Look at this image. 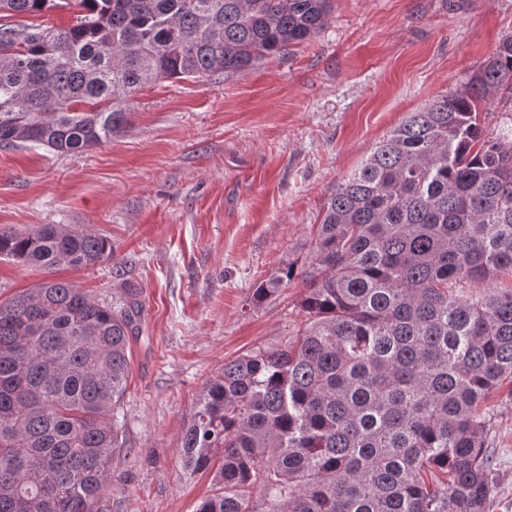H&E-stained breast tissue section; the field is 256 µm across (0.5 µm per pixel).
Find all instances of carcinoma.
Here are the masks:
<instances>
[{
    "label": "carcinoma",
    "mask_w": 512,
    "mask_h": 512,
    "mask_svg": "<svg viewBox=\"0 0 512 512\" xmlns=\"http://www.w3.org/2000/svg\"><path fill=\"white\" fill-rule=\"evenodd\" d=\"M330 0H0V19L74 11L66 27L0 22V147L78 155L112 138L165 79L237 73L324 27ZM512 98V37L410 113L342 180L298 279L307 320L284 346L224 363L181 440L215 489L195 512H488L489 404L512 377V137L479 103ZM52 274L112 243L41 224L0 229V257ZM139 292L100 302L52 279L0 303V512H96L123 447L117 412ZM509 109H511V103L510 107L509 104L504 106V103L500 102L499 96L494 99H488L486 102H481V111L483 113L480 114V118L486 133L492 136L501 132L503 121L507 117V114L504 112Z\"/></svg>",
    "instance_id": "cac0c4a2"
}]
</instances>
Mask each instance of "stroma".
<instances>
[{
  "label": "stroma",
  "instance_id": "obj_1",
  "mask_svg": "<svg viewBox=\"0 0 512 512\" xmlns=\"http://www.w3.org/2000/svg\"><path fill=\"white\" fill-rule=\"evenodd\" d=\"M508 36L512 0H332L312 40L240 73L148 86L127 123L80 155L0 148V228L100 234L111 260L58 278L98 300L140 292L124 446L98 512H193L211 494V474H190L180 453L204 382L306 321L300 282L259 303L254 289L311 262L312 226L342 179ZM46 278L0 259V303ZM492 402L490 512H512V402Z\"/></svg>",
  "mask_w": 512,
  "mask_h": 512
}]
</instances>
